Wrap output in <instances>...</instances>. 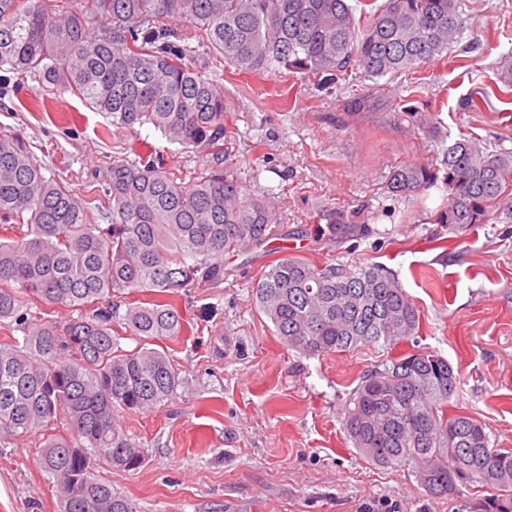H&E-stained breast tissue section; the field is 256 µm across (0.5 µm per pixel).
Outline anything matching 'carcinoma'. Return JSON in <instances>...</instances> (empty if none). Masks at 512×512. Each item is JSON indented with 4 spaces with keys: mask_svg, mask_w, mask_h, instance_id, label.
<instances>
[{
    "mask_svg": "<svg viewBox=\"0 0 512 512\" xmlns=\"http://www.w3.org/2000/svg\"><path fill=\"white\" fill-rule=\"evenodd\" d=\"M0 0V72L33 77L84 100L112 124H150L169 141L224 156V86L196 72L190 46L172 41L164 20L244 74L275 64L333 81L357 68L370 78L416 69L458 42L456 0H386L362 27L349 0ZM443 178L409 164L387 190L418 195L442 181L447 201L434 222L462 230L512 216V151L461 138L444 153ZM112 223L92 224L90 201L46 178L19 134L0 128V222L20 239L0 242V322L24 333L0 343V435L43 433L40 467L56 483L62 512H138L94 475L103 464L131 471L145 449L123 431L117 411L144 412L181 383L170 354L151 342L178 336L184 319L166 297L224 280V254L263 246L275 203L250 196L232 169H200L176 181L147 155L112 160L97 194ZM156 298L112 306V293ZM255 303L289 348L306 356L392 349L413 336L419 311L381 266L355 270L285 256L269 264ZM66 307L65 321L28 323L30 302ZM118 326L141 346L125 350ZM458 375L435 351L390 360L363 375L346 409L353 447L377 466H413L433 498L478 482L512 501V450L491 446L484 423L448 412ZM64 419L65 439L53 433Z\"/></svg>",
    "mask_w": 512,
    "mask_h": 512,
    "instance_id": "1",
    "label": "carcinoma"
}]
</instances>
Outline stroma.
<instances>
[{
	"mask_svg": "<svg viewBox=\"0 0 512 512\" xmlns=\"http://www.w3.org/2000/svg\"><path fill=\"white\" fill-rule=\"evenodd\" d=\"M462 33L447 58L398 75L358 70L324 82L273 66L238 75L199 42L192 66L221 80L229 163L250 194L276 204L264 247L224 257V279L172 300L184 332L158 340L180 372L170 399L124 412L125 432L148 456L124 472L99 466L139 512H492L494 490L473 483L431 498L412 467L371 464L353 447L345 410L363 373L386 359L365 347L305 356L288 349L253 300L260 273L298 256L392 272L420 314L396 354L433 350L458 369L456 413L485 423L512 448V220L454 231L430 216L446 200L432 188L389 193L391 172L439 167L455 139L512 150V95L498 93V63L512 54V0H458ZM26 111H19V103ZM0 126L23 135L45 177L82 197L113 161L156 151L165 171L191 181L206 152L153 127L128 128L52 86L0 72ZM36 434L0 447V512H59Z\"/></svg>",
	"mask_w": 512,
	"mask_h": 512,
	"instance_id": "obj_1",
	"label": "stroma"
}]
</instances>
